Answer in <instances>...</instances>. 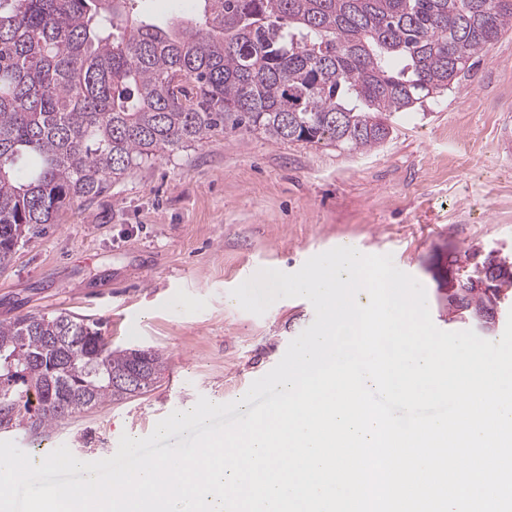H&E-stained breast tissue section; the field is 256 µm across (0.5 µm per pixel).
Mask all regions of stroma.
<instances>
[{
    "mask_svg": "<svg viewBox=\"0 0 512 512\" xmlns=\"http://www.w3.org/2000/svg\"><path fill=\"white\" fill-rule=\"evenodd\" d=\"M344 245L391 256L424 287L437 328H472L449 321L432 269L452 249L512 256V31L456 88L395 115L374 150L228 129L133 170L20 245L0 270V323L67 313L97 322L113 346L162 351L166 369L151 391L65 421L42 444L21 427L0 439L30 455L64 445L89 462L199 397L240 399L315 311L282 298L258 316L232 290Z\"/></svg>",
    "mask_w": 512,
    "mask_h": 512,
    "instance_id": "stroma-1",
    "label": "stroma"
}]
</instances>
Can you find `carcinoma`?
<instances>
[{"label": "carcinoma", "instance_id": "cac0c4a2", "mask_svg": "<svg viewBox=\"0 0 512 512\" xmlns=\"http://www.w3.org/2000/svg\"><path fill=\"white\" fill-rule=\"evenodd\" d=\"M141 2L0 0L1 269L71 203L226 128L370 151L512 29V0H198L173 26ZM136 361L69 314L0 324V429L42 436L130 398ZM148 362L142 394L166 358Z\"/></svg>", "mask_w": 512, "mask_h": 512}]
</instances>
